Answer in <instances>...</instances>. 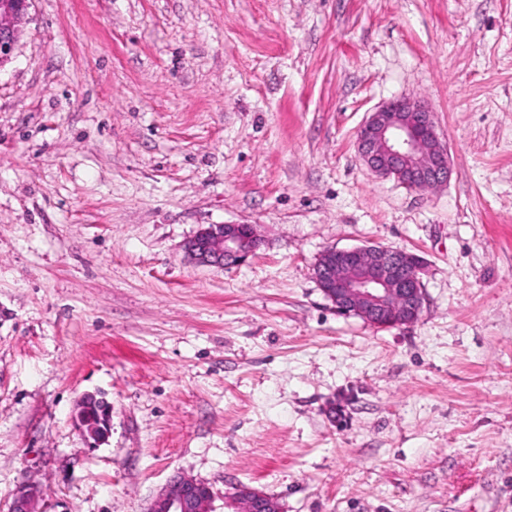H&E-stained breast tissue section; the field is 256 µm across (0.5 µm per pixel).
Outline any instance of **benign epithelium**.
<instances>
[{
	"label": "benign epithelium",
	"instance_id": "1",
	"mask_svg": "<svg viewBox=\"0 0 512 512\" xmlns=\"http://www.w3.org/2000/svg\"><path fill=\"white\" fill-rule=\"evenodd\" d=\"M31 0H0V67L11 60L21 36V24ZM357 149L378 175L401 185L428 189L447 183L451 173L448 147L440 138L431 111L422 102L401 98L371 113L360 128ZM261 239L250 224H210L185 244L189 259L222 268L253 255ZM423 262L415 254L381 244L323 251L314 265L322 292L344 315H355L373 326L414 323L424 302ZM75 422L95 440L108 431L110 412L102 406L98 423L88 428L81 410ZM43 492L33 482L20 484L10 512H46L38 507ZM230 512H279L277 501L255 488L239 485L224 498ZM148 512H214L207 484L190 476H175L154 497Z\"/></svg>",
	"mask_w": 512,
	"mask_h": 512
}]
</instances>
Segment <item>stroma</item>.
Listing matches in <instances>:
<instances>
[{
    "instance_id": "1",
    "label": "stroma",
    "mask_w": 512,
    "mask_h": 512,
    "mask_svg": "<svg viewBox=\"0 0 512 512\" xmlns=\"http://www.w3.org/2000/svg\"><path fill=\"white\" fill-rule=\"evenodd\" d=\"M424 102L451 175L357 152ZM250 224L256 253L185 243ZM419 256L425 302L338 314L328 247ZM112 406L90 446L72 414ZM282 512H512V0H32L0 68V512H147L167 481ZM260 244L250 224H210L186 242L185 252L196 264L223 268L245 261ZM42 497L43 492L37 484L33 482H23L17 490L10 507V512H46V509L38 508L39 501L42 500ZM228 512H279L277 501L255 488L238 485L234 492L224 497V509Z\"/></svg>"
}]
</instances>
